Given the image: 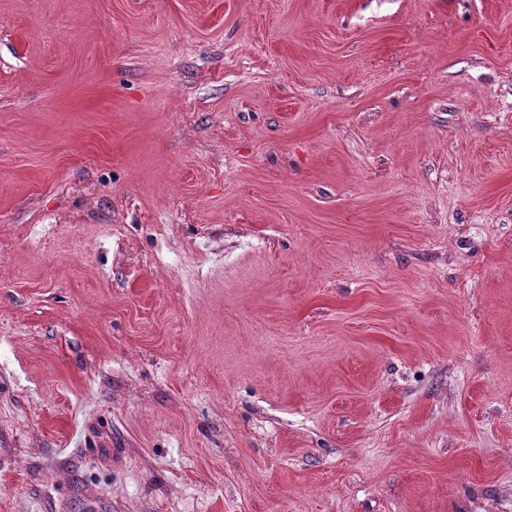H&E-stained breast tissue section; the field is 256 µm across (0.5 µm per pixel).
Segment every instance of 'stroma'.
<instances>
[{
    "mask_svg": "<svg viewBox=\"0 0 512 512\" xmlns=\"http://www.w3.org/2000/svg\"><path fill=\"white\" fill-rule=\"evenodd\" d=\"M0 512H512V0H0Z\"/></svg>",
    "mask_w": 512,
    "mask_h": 512,
    "instance_id": "stroma-1",
    "label": "stroma"
}]
</instances>
